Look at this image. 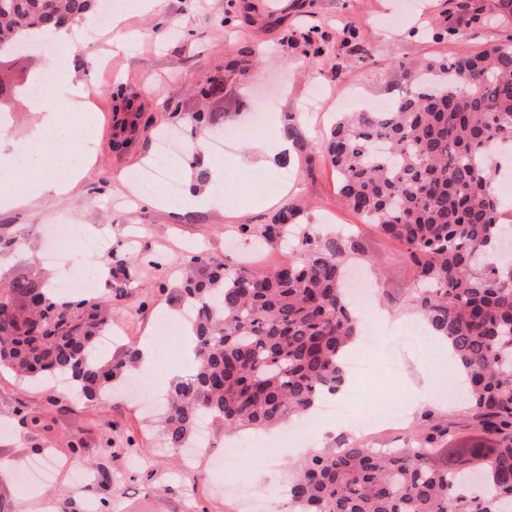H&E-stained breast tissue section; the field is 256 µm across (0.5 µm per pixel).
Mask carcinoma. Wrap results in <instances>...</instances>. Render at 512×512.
Wrapping results in <instances>:
<instances>
[{
	"label": "carcinoma",
	"mask_w": 512,
	"mask_h": 512,
	"mask_svg": "<svg viewBox=\"0 0 512 512\" xmlns=\"http://www.w3.org/2000/svg\"><path fill=\"white\" fill-rule=\"evenodd\" d=\"M100 0H0V73L38 29L67 28ZM421 74L387 109L344 112L325 152L347 206L402 247L416 276L425 325L448 339L473 424L494 445L440 448L447 430L378 451L351 442L312 454L288 486L289 512H512V263L482 262L502 223L491 191L490 148L512 146V34L478 53L407 63ZM287 207L240 232L269 248L289 240L296 258L260 271L210 253L172 301L189 319L198 364L169 393L161 433L183 448L199 422L227 433L279 426L345 383L342 357L357 320L345 288L356 240L292 223ZM111 315L104 301L68 299L37 277L0 289V367L64 377L89 401L139 360L99 357Z\"/></svg>",
	"instance_id": "1"
}]
</instances>
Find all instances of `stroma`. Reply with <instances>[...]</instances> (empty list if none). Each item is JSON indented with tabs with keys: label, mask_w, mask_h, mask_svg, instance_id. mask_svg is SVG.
Instances as JSON below:
<instances>
[{
	"label": "stroma",
	"mask_w": 512,
	"mask_h": 512,
	"mask_svg": "<svg viewBox=\"0 0 512 512\" xmlns=\"http://www.w3.org/2000/svg\"><path fill=\"white\" fill-rule=\"evenodd\" d=\"M497 0H160L157 11L143 0H129L123 24L137 36L116 48L108 24L94 38L79 42L69 64L75 71L95 68V86L75 98L73 109L92 115L86 132L92 152H69L83 165L72 191L0 209V287L38 276L57 282L60 266L43 262L48 227L81 224L85 233L106 241L103 251L86 256L73 248L62 266L71 276L93 278L88 294L112 309L111 353L152 338L162 319L181 318L170 294L193 253L207 251L260 269L287 262L281 245L255 252L238 234L243 224H263L281 207L299 212L298 223L320 234L350 232L363 246L349 271L369 282L374 310L390 321L387 339L367 356L369 371L348 376L354 388L351 419L370 412V395L381 392L391 415L386 430L363 439L358 433L317 435L325 452L361 439L373 448H401L422 426L448 427L456 448L480 439L469 417L464 392L441 401L412 404L405 392L425 386L433 349L400 341V333L420 326L413 302L415 271L400 246L378 233L351 210L339 193V179L324 160L321 144L336 102L358 96L383 102L399 96L409 81L399 62L476 53L496 43L500 30L473 22L474 13H494ZM182 38H172L173 30ZM220 82L215 95L201 98L200 87ZM270 112L260 135L275 137L284 113L301 118L287 164L269 155L261 176L248 179L235 213L211 202L182 213L135 204L119 175L147 167L163 132L189 136L194 163L185 179L198 181L215 162L208 150L210 127L193 122L198 112L234 115L248 122L257 108ZM163 255L162 267L151 265ZM166 386L145 388L130 382L111 393L108 403L72 397L65 388L37 383L0 369V512H247L233 480L213 459L225 442L221 424L206 422L193 468L175 464L160 446L155 409ZM79 453H72V444ZM46 459L54 475L37 491L22 482V470ZM305 460L300 451L263 463L254 456L250 477L264 496V512H288L286 496H272Z\"/></svg>",
	"instance_id": "1"
}]
</instances>
